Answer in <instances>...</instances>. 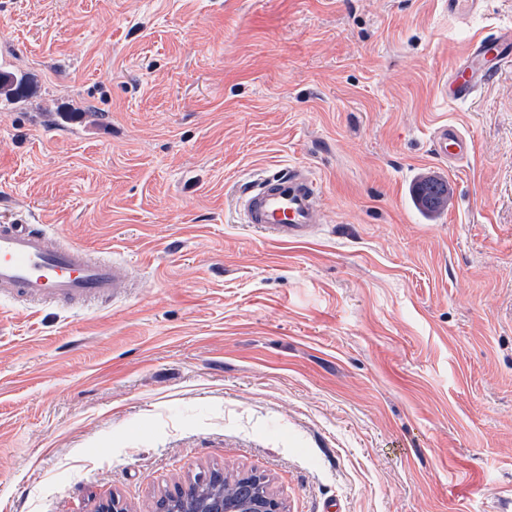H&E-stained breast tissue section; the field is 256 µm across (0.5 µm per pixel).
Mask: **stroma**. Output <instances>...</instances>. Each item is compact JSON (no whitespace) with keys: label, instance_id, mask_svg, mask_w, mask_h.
I'll return each instance as SVG.
<instances>
[{"label":"stroma","instance_id":"35a3bbf8","mask_svg":"<svg viewBox=\"0 0 512 512\" xmlns=\"http://www.w3.org/2000/svg\"><path fill=\"white\" fill-rule=\"evenodd\" d=\"M512 0H0V222L122 259L83 307L0 301V512H153L214 467L285 512H512V67L438 92ZM474 142L432 154L437 124ZM309 167L327 219L231 191ZM448 186L443 212L416 183ZM235 205L241 224L279 242L306 241L324 222L318 185L299 166L250 182Z\"/></svg>","mask_w":512,"mask_h":512}]
</instances>
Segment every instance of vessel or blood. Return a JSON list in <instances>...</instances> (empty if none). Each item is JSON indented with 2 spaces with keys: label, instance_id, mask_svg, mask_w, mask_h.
<instances>
[{
  "label": "vessel or blood",
  "instance_id": "1",
  "mask_svg": "<svg viewBox=\"0 0 512 512\" xmlns=\"http://www.w3.org/2000/svg\"><path fill=\"white\" fill-rule=\"evenodd\" d=\"M512 64V26L496 28L471 43L445 78L449 100L467 103ZM435 154L451 164L466 159L472 140L455 124L436 127ZM241 224L279 242L310 239L324 221L321 195L308 169L260 177L236 197ZM137 282L123 263L90 257L57 241L46 229L19 222L0 225V298L28 305H93L131 293Z\"/></svg>",
  "mask_w": 512,
  "mask_h": 512
}]
</instances>
